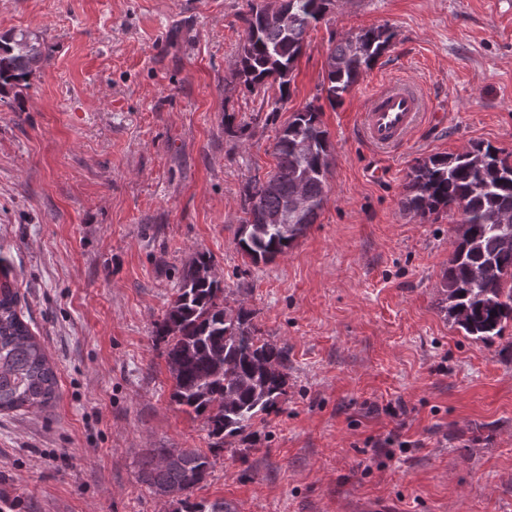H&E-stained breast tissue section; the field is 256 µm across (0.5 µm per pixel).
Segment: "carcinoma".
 I'll return each instance as SVG.
<instances>
[{"label": "carcinoma", "mask_w": 512, "mask_h": 512, "mask_svg": "<svg viewBox=\"0 0 512 512\" xmlns=\"http://www.w3.org/2000/svg\"><path fill=\"white\" fill-rule=\"evenodd\" d=\"M330 0H288V23L261 17L255 2L241 20L249 48L240 53L236 77L253 92L278 86L288 97L295 62L307 29L324 19ZM394 33L377 27L352 34L329 51L324 82L327 99L343 98L391 45ZM43 60L39 37L31 32L0 36V94L27 81ZM322 106L312 102L292 113L288 131L276 137L274 173L268 181L249 180L243 193L246 218L238 245L257 264L284 253L315 223L322 208L330 167V143L320 119ZM307 133L316 141L309 158L293 148ZM304 186L316 202L304 224H268ZM404 208L421 217L461 211L454 228L453 251L438 307L464 335L483 343L501 336L512 321V164L491 145H476L455 156L430 155L411 167ZM211 264L205 253L182 273L177 294L156 335L167 339L166 358L174 380L173 400L206 419L214 446L236 437L254 420L273 410L285 393L287 351L258 335L252 312L234 310L220 301L221 281L200 274ZM10 267L0 264V411L51 405L58 397V378L41 344L24 321ZM209 457L199 449H177L166 465L150 451L138 481L156 492L191 491L208 475Z\"/></svg>", "instance_id": "carcinoma-1"}]
</instances>
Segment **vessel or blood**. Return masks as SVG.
Instances as JSON below:
<instances>
[{"label": "vessel or blood", "instance_id": "b4317fda", "mask_svg": "<svg viewBox=\"0 0 512 512\" xmlns=\"http://www.w3.org/2000/svg\"><path fill=\"white\" fill-rule=\"evenodd\" d=\"M424 111V98L414 83L387 81L367 99L361 122L363 138L380 150L400 146L419 125Z\"/></svg>", "mask_w": 512, "mask_h": 512}]
</instances>
